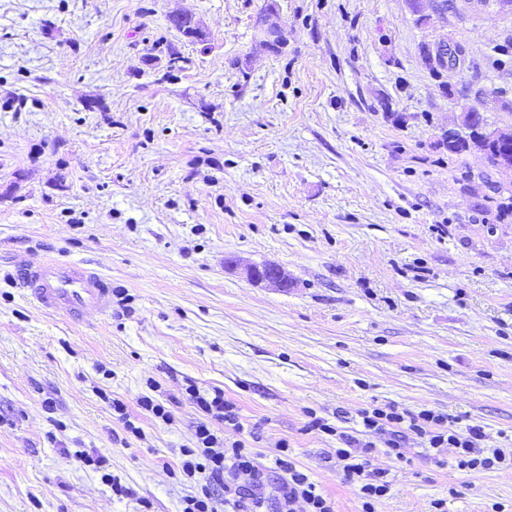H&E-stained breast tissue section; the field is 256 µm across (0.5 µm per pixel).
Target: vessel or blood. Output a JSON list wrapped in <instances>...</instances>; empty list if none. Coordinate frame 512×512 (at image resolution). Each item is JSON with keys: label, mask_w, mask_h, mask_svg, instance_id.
<instances>
[{"label": "vessel or blood", "mask_w": 512, "mask_h": 512, "mask_svg": "<svg viewBox=\"0 0 512 512\" xmlns=\"http://www.w3.org/2000/svg\"><path fill=\"white\" fill-rule=\"evenodd\" d=\"M15 280L41 308L66 313L79 320L89 310L111 308V282L79 264L46 260L17 269Z\"/></svg>", "instance_id": "b4317fda"}]
</instances>
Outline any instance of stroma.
<instances>
[{"label": "stroma", "mask_w": 512, "mask_h": 512, "mask_svg": "<svg viewBox=\"0 0 512 512\" xmlns=\"http://www.w3.org/2000/svg\"><path fill=\"white\" fill-rule=\"evenodd\" d=\"M424 9L0 0V512H181L191 386L235 403L243 428L212 422L218 439L268 467L287 444L336 512L361 509L335 451L363 410H430L512 451V171L444 141L468 112L512 127V6ZM443 45L457 61L433 69ZM46 258L121 299L79 322L39 309L13 273ZM265 264L287 290L242 273ZM370 466L377 512H512L511 463L469 472L411 438Z\"/></svg>", "instance_id": "stroma-1"}]
</instances>
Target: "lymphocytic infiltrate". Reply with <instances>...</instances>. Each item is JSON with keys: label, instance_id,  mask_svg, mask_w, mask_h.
Listing matches in <instances>:
<instances>
[{"label": "lymphocytic infiltrate", "instance_id": "f902f5d3", "mask_svg": "<svg viewBox=\"0 0 512 512\" xmlns=\"http://www.w3.org/2000/svg\"><path fill=\"white\" fill-rule=\"evenodd\" d=\"M190 397L205 419L196 429V446L182 451L183 475L198 481L196 493L185 498L182 512H295L300 502L306 504V512H335L332 500L318 491L306 473L289 462L287 446L279 448L275 461L278 473L273 476L258 465L254 451L245 441L237 440L228 446L220 444L210 429L211 422L236 428L241 425L233 404L225 400L222 390H214L209 397L194 390ZM361 418L366 432L382 435L394 455L399 454L413 435L430 448L455 449L457 465L463 469L489 470L506 460L500 449L487 454L479 448L482 439L479 430L460 435L446 427L445 416L428 410L407 416L375 408L363 411ZM373 448V442L350 438L345 447L336 451L337 459L344 463L347 479L358 486L361 512H376L378 501L388 491L383 473L370 467ZM216 486L224 489V506L220 509L212 497Z\"/></svg>", "mask_w": 512, "mask_h": 512}]
</instances>
